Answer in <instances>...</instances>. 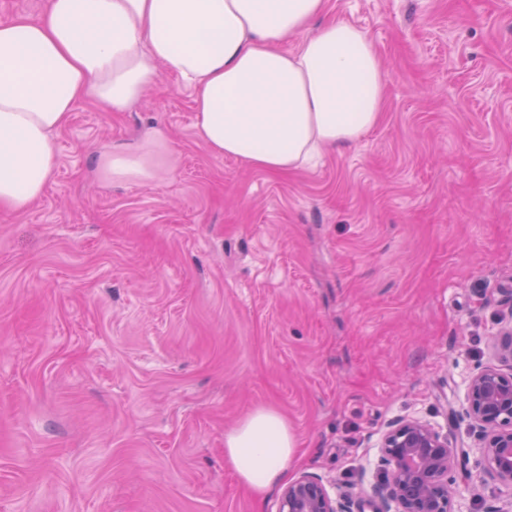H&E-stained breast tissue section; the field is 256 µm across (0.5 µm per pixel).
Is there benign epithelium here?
Returning <instances> with one entry per match:
<instances>
[{"mask_svg": "<svg viewBox=\"0 0 512 512\" xmlns=\"http://www.w3.org/2000/svg\"><path fill=\"white\" fill-rule=\"evenodd\" d=\"M465 415L482 440L486 473L512 487V372L481 366L466 387ZM379 503L331 494L323 479L303 474L279 496L278 512H453V491L467 478L464 459L448 435L419 417L398 420L378 445Z\"/></svg>", "mask_w": 512, "mask_h": 512, "instance_id": "1", "label": "benign epithelium"}]
</instances>
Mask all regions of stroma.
I'll return each mask as SVG.
<instances>
[{"mask_svg":"<svg viewBox=\"0 0 512 512\" xmlns=\"http://www.w3.org/2000/svg\"><path fill=\"white\" fill-rule=\"evenodd\" d=\"M373 40L383 119L274 176L198 138L162 75L82 102L40 199L0 212V512H277L224 460L255 408L310 473L370 496L415 416L465 450L454 512H512L464 416L512 314V0H327ZM139 149L153 178L118 180ZM143 168V161L141 157L136 154H116L113 155L112 159L109 161V170L114 176L118 174L140 173L143 171Z\"/></svg>","mask_w":512,"mask_h":512,"instance_id":"1","label":"stroma"}]
</instances>
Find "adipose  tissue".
I'll return each mask as SVG.
<instances>
[{
	"mask_svg": "<svg viewBox=\"0 0 512 512\" xmlns=\"http://www.w3.org/2000/svg\"><path fill=\"white\" fill-rule=\"evenodd\" d=\"M326 0H47L39 17L0 21V210L44 193L54 135L97 100L124 112L176 74L195 129L217 156L276 175L354 146L383 116L386 80L358 27L309 25ZM296 49L285 50L290 39ZM296 449L286 420L260 407L224 433V459L262 500Z\"/></svg>",
	"mask_w": 512,
	"mask_h": 512,
	"instance_id": "obj_1",
	"label": "adipose tissue"
}]
</instances>
